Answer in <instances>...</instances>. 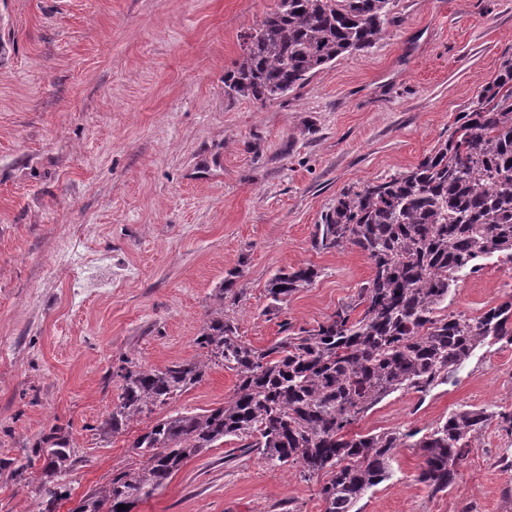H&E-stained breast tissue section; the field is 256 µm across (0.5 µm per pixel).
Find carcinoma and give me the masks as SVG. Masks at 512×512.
Instances as JSON below:
<instances>
[{
  "label": "carcinoma",
  "instance_id": "1",
  "mask_svg": "<svg viewBox=\"0 0 512 512\" xmlns=\"http://www.w3.org/2000/svg\"><path fill=\"white\" fill-rule=\"evenodd\" d=\"M396 0H280L278 10L244 35L246 47L224 71V94L260 105L303 88L337 59L372 48L394 19ZM315 246L356 248L371 277L354 301L311 329L260 349L224 320V300L241 296L235 276L215 294L218 308L196 343L202 358L164 368L120 367L118 402L96 430L118 434L201 382L221 365L237 382L232 395L203 412L156 420L133 441L136 463L87 493L73 512H132L166 487L191 460L225 439L255 449L271 466L309 480L324 472L325 512L356 505L389 478L400 448H418L417 481L445 492L471 442L491 422L512 433V410L464 406L427 436L349 428L396 392L423 396L483 345H512V293L480 316L441 313L463 274H478L496 256L512 264V60L463 112L434 153L390 179L347 188L318 225ZM311 266L279 271L267 282L270 313L308 287ZM36 455L45 460L36 512H55L68 496L63 478L76 450L50 431ZM125 510H119V505Z\"/></svg>",
  "mask_w": 512,
  "mask_h": 512
}]
</instances>
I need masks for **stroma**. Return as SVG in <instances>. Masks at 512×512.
<instances>
[{
    "instance_id": "obj_1",
    "label": "stroma",
    "mask_w": 512,
    "mask_h": 512,
    "mask_svg": "<svg viewBox=\"0 0 512 512\" xmlns=\"http://www.w3.org/2000/svg\"><path fill=\"white\" fill-rule=\"evenodd\" d=\"M279 0H0V512H32L43 472L32 450L68 431L83 495L134 461L151 418L95 434L120 393L124 361L196 360V337L229 273L224 317L242 341L273 345L351 302L371 276L358 250L314 234L346 188L404 172L445 141L460 113L512 60V0H397L368 52L339 58L266 105L224 94L245 32ZM309 264L318 278L275 314L266 285ZM512 290L488 259L461 277L448 310L470 317ZM236 384L221 366L165 406H219ZM512 410V346H483L453 382L394 394L358 433L430 431L462 406ZM512 436L490 424L453 486L416 476L399 449L360 512H512ZM326 475L303 480L237 441L190 461L133 512H324Z\"/></svg>"
}]
</instances>
